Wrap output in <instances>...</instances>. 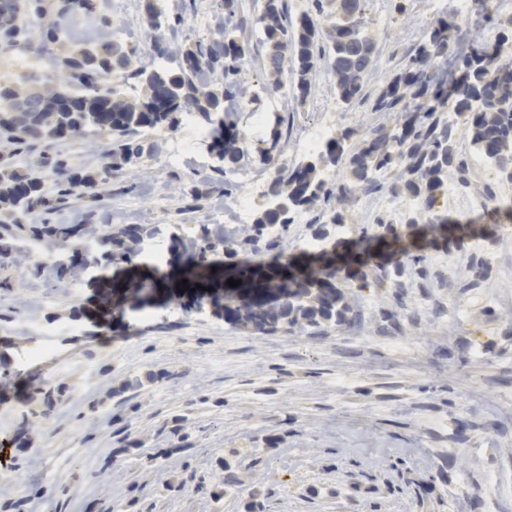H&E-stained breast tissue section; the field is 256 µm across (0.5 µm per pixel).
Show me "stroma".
<instances>
[{"mask_svg": "<svg viewBox=\"0 0 512 512\" xmlns=\"http://www.w3.org/2000/svg\"><path fill=\"white\" fill-rule=\"evenodd\" d=\"M183 18L181 39L217 37L220 0H159ZM139 67L155 65V31L141 0H98ZM368 29L378 54L365 88L375 95L407 60L435 20L428 0H369ZM240 74L249 92L238 123L248 141L269 139L254 112H288L290 143L327 119L365 133L381 124L369 104L336 96L320 60L303 104L273 77L258 31ZM327 99L326 116L313 109ZM206 166L169 165L143 155L114 175L90 206L73 198L55 224H96L104 231L140 225L131 263L75 237L87 272L39 308L36 288L54 278L44 243L17 233L30 268L0 270V473L11 491L0 512H512V418L492 404L512 396V222L492 209L467 211L492 187L512 206V182L470 166L469 190L449 182L439 199L450 221L484 226L463 246H432L400 276L349 294L363 313L354 328L325 333H258L210 315L183 311L162 293L179 280L178 241L199 225L219 229ZM485 267H478V260ZM40 274H33V264ZM159 288L153 301L128 294L103 314L101 279ZM47 355L34 360L29 352ZM56 462L53 476L31 466ZM232 486H225V478Z\"/></svg>", "mask_w": 512, "mask_h": 512, "instance_id": "stroma-1", "label": "stroma"}]
</instances>
